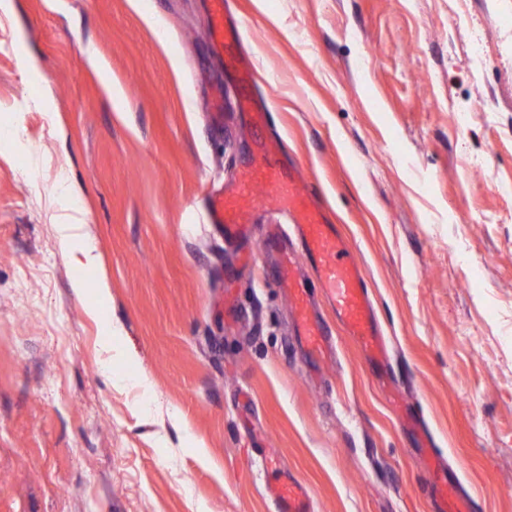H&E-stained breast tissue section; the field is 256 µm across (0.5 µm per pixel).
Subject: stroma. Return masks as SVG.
I'll use <instances>...</instances> for the list:
<instances>
[{"mask_svg": "<svg viewBox=\"0 0 512 512\" xmlns=\"http://www.w3.org/2000/svg\"><path fill=\"white\" fill-rule=\"evenodd\" d=\"M227 12L247 84L210 0H0V512H272L285 476L313 512H436L432 458L512 512V0ZM272 139L364 272L427 453L320 290L336 354L299 344L285 216L232 243L205 219Z\"/></svg>", "mask_w": 512, "mask_h": 512, "instance_id": "stroma-1", "label": "stroma"}]
</instances>
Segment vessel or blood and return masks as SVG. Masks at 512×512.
Listing matches in <instances>:
<instances>
[{
	"instance_id": "obj_1",
	"label": "vessel or blood",
	"mask_w": 512,
	"mask_h": 512,
	"mask_svg": "<svg viewBox=\"0 0 512 512\" xmlns=\"http://www.w3.org/2000/svg\"><path fill=\"white\" fill-rule=\"evenodd\" d=\"M270 149L246 175L241 191L232 197L209 194L207 216L225 240L241 238L251 211L258 206L256 189H263L268 205L288 213L302 244V254L283 252L275 275L295 311V329L306 352L316 360L331 355V340L310 309V299L297 271L300 261L310 263L331 308L365 357L381 373L389 371V357L377 323L370 293L357 260L349 251L322 206L303 190L295 176L277 162ZM453 476H441L438 512H469L470 504L458 493ZM274 512H313L312 501L300 485L278 482L269 491Z\"/></svg>"
}]
</instances>
